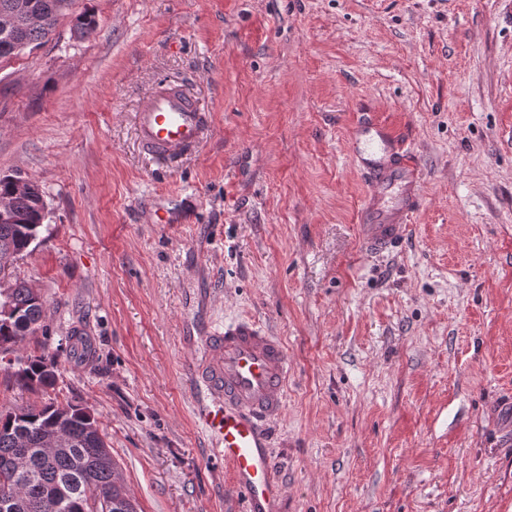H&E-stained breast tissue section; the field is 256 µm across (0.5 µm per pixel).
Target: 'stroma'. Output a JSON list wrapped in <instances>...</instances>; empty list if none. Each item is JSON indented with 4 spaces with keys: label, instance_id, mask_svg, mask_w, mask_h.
Wrapping results in <instances>:
<instances>
[{
    "label": "stroma",
    "instance_id": "1",
    "mask_svg": "<svg viewBox=\"0 0 512 512\" xmlns=\"http://www.w3.org/2000/svg\"><path fill=\"white\" fill-rule=\"evenodd\" d=\"M0 62V176L45 202L14 264L45 300L24 357L90 339L57 385L0 369V410L87 406L137 512H244L189 385L200 328L244 315L290 360L273 426L285 512H512V0H76ZM182 83L212 131L173 167L139 103ZM421 164L395 250L369 254L354 132ZM186 210L157 224L158 210ZM97 25L94 14L87 10L79 12L72 19L71 37L78 41L85 40L96 31Z\"/></svg>",
    "mask_w": 512,
    "mask_h": 512
}]
</instances>
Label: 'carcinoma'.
Returning a JSON list of instances; mask_svg holds the SVG:
<instances>
[{
  "label": "carcinoma",
  "mask_w": 512,
  "mask_h": 512,
  "mask_svg": "<svg viewBox=\"0 0 512 512\" xmlns=\"http://www.w3.org/2000/svg\"><path fill=\"white\" fill-rule=\"evenodd\" d=\"M16 0H0V21L14 18L10 30L0 26V61L49 41L60 17L74 0H29L39 20L30 22L15 14ZM97 29L94 14L74 15L71 37L82 41ZM0 198L7 200L9 214L0 220V261L23 256L38 238L44 221L43 196L30 183L15 192L12 177H0ZM0 348H15L26 333L42 328L46 306L28 283L14 279L13 287L0 293ZM17 386L27 392H44L56 384L58 355L16 358ZM67 427L69 442L59 448L50 444L49 430L58 422ZM23 456L29 477H15V460ZM112 497V512H137L122 484L111 448L95 416L79 402L19 405L0 411V500L9 498L10 512H90L88 500Z\"/></svg>",
  "instance_id": "obj_1"
}]
</instances>
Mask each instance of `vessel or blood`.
Returning <instances> with one entry per match:
<instances>
[{"label":"vessel or blood","instance_id":"b4317fda","mask_svg":"<svg viewBox=\"0 0 512 512\" xmlns=\"http://www.w3.org/2000/svg\"><path fill=\"white\" fill-rule=\"evenodd\" d=\"M137 133L143 151L172 164L207 135L200 104L172 85H160L140 104ZM361 154L370 191L359 214L364 250L382 254L403 239L423 193L414 158L396 150L391 132L368 125L360 130ZM290 362L282 341L252 319H239L202 332V350L191 381L206 398L198 420L214 450L232 473L246 512H283L288 487L273 470L267 424L281 417Z\"/></svg>","mask_w":512,"mask_h":512}]
</instances>
